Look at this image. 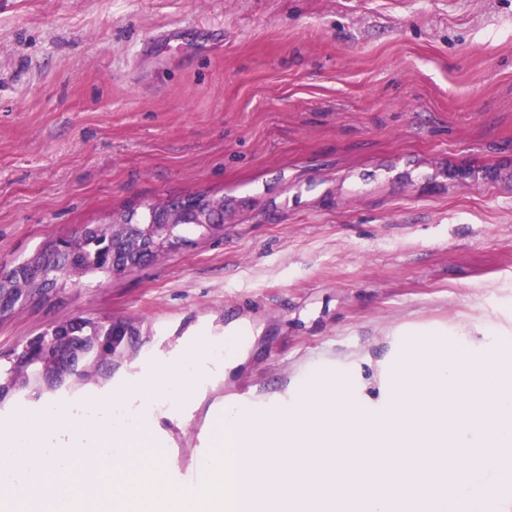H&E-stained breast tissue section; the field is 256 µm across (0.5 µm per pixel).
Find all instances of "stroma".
Masks as SVG:
<instances>
[{"instance_id": "1", "label": "stroma", "mask_w": 512, "mask_h": 512, "mask_svg": "<svg viewBox=\"0 0 512 512\" xmlns=\"http://www.w3.org/2000/svg\"><path fill=\"white\" fill-rule=\"evenodd\" d=\"M198 194L222 234L0 317V365L76 318L137 329L0 416L250 324L189 419L155 416L181 483L238 393L285 403L335 365L381 404L409 336L512 346V0H0V267Z\"/></svg>"}]
</instances>
